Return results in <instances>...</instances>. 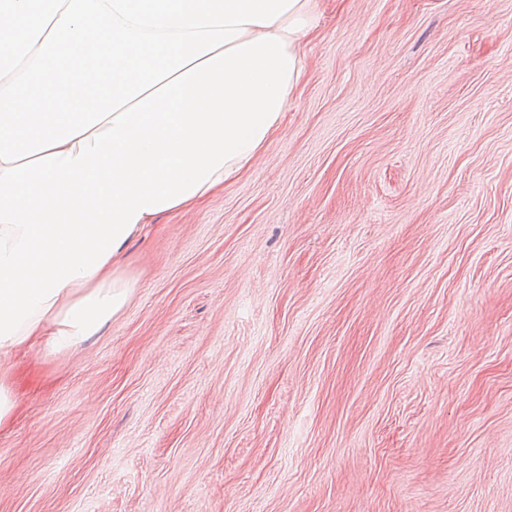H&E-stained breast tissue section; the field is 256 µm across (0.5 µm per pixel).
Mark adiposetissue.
<instances>
[{
    "label": "adipose tissue",
    "instance_id": "obj_1",
    "mask_svg": "<svg viewBox=\"0 0 512 512\" xmlns=\"http://www.w3.org/2000/svg\"><path fill=\"white\" fill-rule=\"evenodd\" d=\"M319 25L314 0H0V427L7 362L95 336L133 238L262 155Z\"/></svg>",
    "mask_w": 512,
    "mask_h": 512
}]
</instances>
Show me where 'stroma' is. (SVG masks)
Segmentation results:
<instances>
[{
	"label": "stroma",
	"mask_w": 512,
	"mask_h": 512,
	"mask_svg": "<svg viewBox=\"0 0 512 512\" xmlns=\"http://www.w3.org/2000/svg\"><path fill=\"white\" fill-rule=\"evenodd\" d=\"M262 158L12 367L0 512H512V0H319Z\"/></svg>",
	"instance_id": "obj_1"
}]
</instances>
